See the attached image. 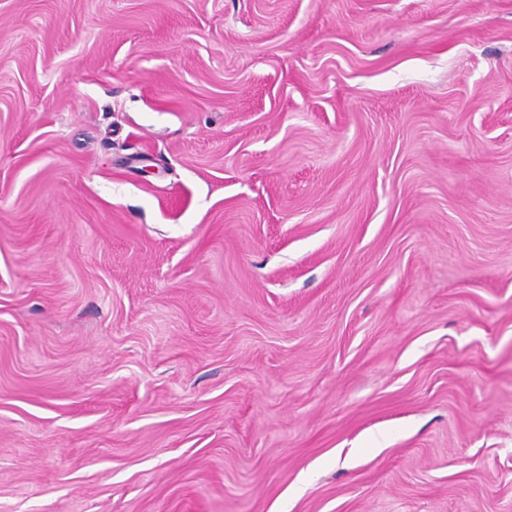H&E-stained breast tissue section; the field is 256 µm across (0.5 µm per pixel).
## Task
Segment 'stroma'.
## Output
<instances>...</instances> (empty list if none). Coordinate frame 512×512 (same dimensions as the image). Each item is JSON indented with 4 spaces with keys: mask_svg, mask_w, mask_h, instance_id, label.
<instances>
[{
    "mask_svg": "<svg viewBox=\"0 0 512 512\" xmlns=\"http://www.w3.org/2000/svg\"><path fill=\"white\" fill-rule=\"evenodd\" d=\"M0 512H512V0H0Z\"/></svg>",
    "mask_w": 512,
    "mask_h": 512,
    "instance_id": "stroma-1",
    "label": "stroma"
}]
</instances>
